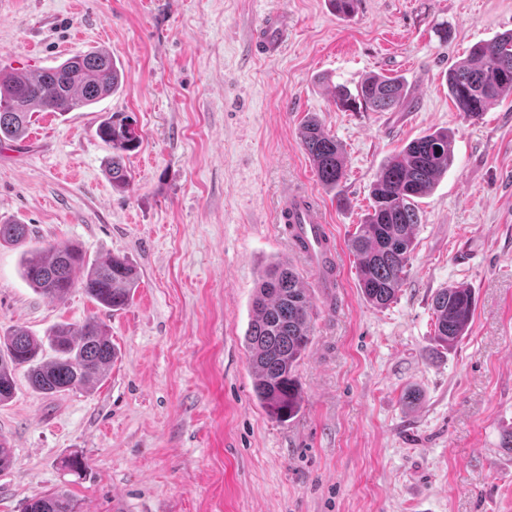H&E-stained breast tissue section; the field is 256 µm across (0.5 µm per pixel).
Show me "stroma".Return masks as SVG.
<instances>
[{
  "label": "stroma",
  "mask_w": 512,
  "mask_h": 512,
  "mask_svg": "<svg viewBox=\"0 0 512 512\" xmlns=\"http://www.w3.org/2000/svg\"><path fill=\"white\" fill-rule=\"evenodd\" d=\"M272 11L288 40L267 57L254 42ZM508 31L512 0H358L348 17L328 0H0V68L104 49L124 73L95 107L35 113L23 140L0 143V221L28 225L36 246L126 257L139 275L117 312L78 287L53 301L23 281L20 249L0 245V334L94 319L114 347L89 390L45 396L17 371L0 404L13 456L0 512L57 489L79 512H512V94L474 121L446 82L474 44ZM370 74L404 77L407 105L336 106L332 85ZM111 112L141 136L127 190L109 181L96 134ZM310 116L342 147L336 189L300 145ZM437 129L453 164L418 200L402 288L374 307L348 241L380 166ZM292 184L327 213L333 296L277 220ZM277 262L300 274L314 331L302 407L285 423L259 405L245 346L256 282ZM451 285L472 290L475 310L445 350L432 301ZM73 455L86 472L65 468Z\"/></svg>",
  "instance_id": "35a3bbf8"
}]
</instances>
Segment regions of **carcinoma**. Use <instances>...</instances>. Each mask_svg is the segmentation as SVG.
Wrapping results in <instances>:
<instances>
[{
  "mask_svg": "<svg viewBox=\"0 0 512 512\" xmlns=\"http://www.w3.org/2000/svg\"><path fill=\"white\" fill-rule=\"evenodd\" d=\"M122 74L106 51L72 56L61 64L29 73L0 70V142L19 141L34 112H72L90 107L119 86ZM448 94L456 110L472 120L501 96L512 93V32L475 44L468 56L448 70ZM336 105L365 112H393L407 98L400 76L372 75L355 90L334 87ZM99 138L118 154L112 157V186L127 189L131 175L121 153L140 145L129 118L114 112L98 128ZM299 138L321 184L334 189L345 178L344 156L336 139L319 121L307 118ZM454 160L446 130L413 139L382 165L371 186V211L348 243L358 264V284L364 298L387 307L402 286L413 246V229L421 223L417 199L428 194ZM30 238L27 224L0 222V244L23 246ZM83 271L75 278L76 271ZM21 274L43 296L61 300L78 287L89 299L113 311L125 308L138 275L126 258L110 256L88 263L75 245L47 244L23 250ZM252 319L245 336L254 373V392L268 416L284 422L301 408L297 367L312 341L309 298L299 273L283 263L270 265L261 276L251 303ZM475 307L469 288L450 286L433 300L435 343L446 349L469 329ZM54 356H44V346ZM23 327L0 336V403L15 391V372L27 368L32 388L46 396L91 388L112 362V340L94 319L78 328L57 326L48 344ZM77 501L64 490L34 496L23 512H77Z\"/></svg>",
  "mask_w": 512,
  "mask_h": 512,
  "instance_id": "obj_1",
  "label": "carcinoma"
}]
</instances>
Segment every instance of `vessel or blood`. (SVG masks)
<instances>
[{"mask_svg":"<svg viewBox=\"0 0 512 512\" xmlns=\"http://www.w3.org/2000/svg\"><path fill=\"white\" fill-rule=\"evenodd\" d=\"M286 36L283 18L276 13L265 17L257 49L266 56H276ZM280 223L289 225L295 250L319 275L318 285L333 288L336 266L335 244L330 237L326 218L309 196L299 188L291 189L279 212Z\"/></svg>","mask_w":512,"mask_h":512,"instance_id":"1","label":"vessel or blood"}]
</instances>
